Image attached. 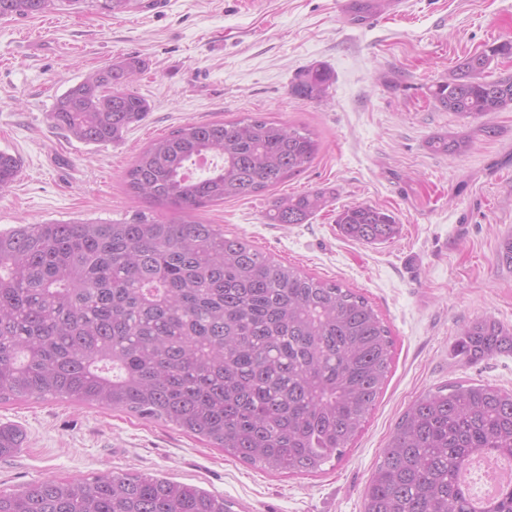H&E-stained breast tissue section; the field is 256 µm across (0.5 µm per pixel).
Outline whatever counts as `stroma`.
<instances>
[{
    "label": "stroma",
    "instance_id": "obj_1",
    "mask_svg": "<svg viewBox=\"0 0 512 512\" xmlns=\"http://www.w3.org/2000/svg\"><path fill=\"white\" fill-rule=\"evenodd\" d=\"M510 38L512 0H404L401 14L364 21L340 0H139L118 14L63 6L0 19V150L21 160L0 194V229L138 210L169 219L125 190L140 150L187 122L262 112L311 131L316 159L274 189L197 218L359 291L394 338L362 431L320 473H272L162 424L48 397L0 404V424L26 434L15 456L0 458V490L140 473L223 495L233 512H362L389 435L418 395L455 382L511 390L512 353L468 364L455 344L478 318L512 329V267L497 258L512 235V109L484 116L496 131L489 138L432 96L466 55ZM125 56L145 62L129 85L150 104L141 122L98 147L52 126L67 88ZM320 63L333 74L326 97L291 96V81ZM468 132L465 156L428 146ZM313 191L327 192L326 209L302 224L268 223L276 198ZM355 204L392 212L399 235L380 245L343 237L336 215Z\"/></svg>",
    "mask_w": 512,
    "mask_h": 512
}]
</instances>
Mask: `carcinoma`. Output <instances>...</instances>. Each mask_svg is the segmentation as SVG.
<instances>
[{
	"label": "carcinoma",
	"instance_id": "carcinoma-1",
	"mask_svg": "<svg viewBox=\"0 0 512 512\" xmlns=\"http://www.w3.org/2000/svg\"><path fill=\"white\" fill-rule=\"evenodd\" d=\"M83 4L122 13L132 0H0V19ZM512 58V40L463 58L432 91L472 122L512 109V74L488 79ZM144 63L121 59L58 97L51 124L86 145L120 140L150 106L127 89ZM329 68L309 67L290 95L327 94ZM467 135H438L432 150L462 157ZM318 143L305 129L260 113L187 122L142 150L125 175L136 197L178 214L16 224L0 230V403L64 397L162 421L264 469L322 470L360 433L392 362L394 340L369 300L256 249L192 212L276 187L310 167ZM213 157L201 175L187 163ZM20 159L0 150V191ZM328 204L324 191L276 199L271 224H303ZM342 235L381 244L400 231L366 204L336 215ZM474 363L512 353V330L481 318L456 342ZM24 432L0 426V458ZM493 449L512 458V390L446 385L420 395L395 426L366 488L363 512H472L458 486L469 459ZM0 512H232L224 496L144 474L90 481L45 478L0 491ZM489 512H512V484Z\"/></svg>",
	"mask_w": 512,
	"mask_h": 512
}]
</instances>
